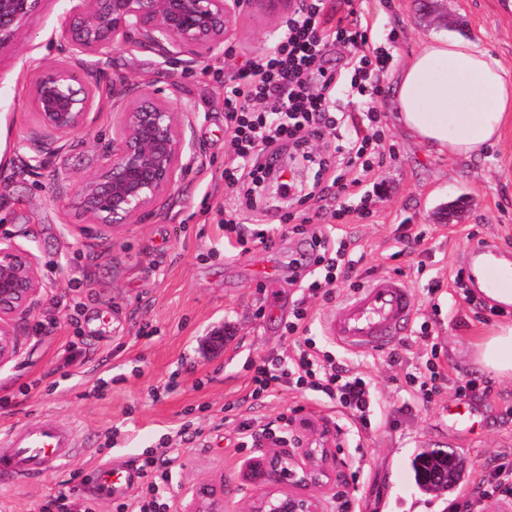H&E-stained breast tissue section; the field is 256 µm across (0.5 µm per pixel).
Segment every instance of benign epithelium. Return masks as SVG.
Instances as JSON below:
<instances>
[{"instance_id":"7a95c632","label":"benign epithelium","mask_w":512,"mask_h":512,"mask_svg":"<svg viewBox=\"0 0 512 512\" xmlns=\"http://www.w3.org/2000/svg\"><path fill=\"white\" fill-rule=\"evenodd\" d=\"M43 0H0V52L15 45L18 33ZM245 0H69L59 50L67 62L38 72L29 105L40 125L66 141L95 122L97 91L105 75L104 50L123 41L169 62L184 54L200 59L220 49ZM120 104L112 141L101 161L84 177L64 206L78 208L95 235L110 240L130 224L157 215L176 193L199 149L186 139L192 113L164 90L140 92L112 86ZM41 278L34 257L9 236L0 235V367L19 358L24 330L39 305ZM253 447L262 455L248 461L246 480L260 486L248 512H327L343 463L331 448L330 432L306 441L299 431L258 432ZM188 512H224V485L206 484Z\"/></svg>"}]
</instances>
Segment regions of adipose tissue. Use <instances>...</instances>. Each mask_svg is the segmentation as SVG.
<instances>
[{
	"mask_svg": "<svg viewBox=\"0 0 512 512\" xmlns=\"http://www.w3.org/2000/svg\"><path fill=\"white\" fill-rule=\"evenodd\" d=\"M392 107L401 127L453 158L481 155L512 126V68L472 39L437 34L395 75ZM476 365L512 381V323L473 349Z\"/></svg>",
	"mask_w": 512,
	"mask_h": 512,
	"instance_id": "1",
	"label": "adipose tissue"
}]
</instances>
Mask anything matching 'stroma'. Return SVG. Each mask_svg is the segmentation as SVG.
<instances>
[{
  "mask_svg": "<svg viewBox=\"0 0 512 512\" xmlns=\"http://www.w3.org/2000/svg\"><path fill=\"white\" fill-rule=\"evenodd\" d=\"M502 0H449L450 31L476 37L512 67V12ZM68 0H43L18 35L0 53V160L26 159V166L0 170V231L11 234L37 260L41 306L32 317L25 349L0 367V432L38 418L70 428L78 442L73 466L40 480L0 475V512H40L44 501L62 498L66 512H115L111 500L83 483L82 473L103 461L139 470L126 502L148 500L151 474L140 466L149 456L173 459L172 480L160 499L169 512H186L204 483L223 482L229 512H243L255 488L242 478L256 449L240 447L239 416L283 427L306 420L309 434L337 431V455L346 464L364 458L355 484L361 512H443L448 497L421 494L409 459L418 448L453 449L466 473L461 490L472 489L494 459H512V383L490 381L471 361L474 343L497 321L512 319L483 310L485 296L471 283L455 284L470 251L487 243L512 263V129L479 159H450L403 132L389 111L381 113L382 151L395 160L366 178L371 213L341 225L361 261V282L401 269L415 300L414 317L396 347L401 364L384 351H355L323 332L335 301L307 294L308 272L301 235L282 230L287 198L269 185L253 206L242 190L224 183L231 163L224 126V81L253 57L272 50L287 15L255 0L221 49L188 64H163L150 51L118 43L107 48L108 79L98 94L96 122L54 154L28 104L30 83L42 68L62 63L55 43ZM356 9L372 27L370 47L392 59L381 84L392 90L393 73L420 47L434 25L415 0H328L329 13ZM125 81L146 91L175 87V100L194 115L187 139L202 148L162 214L122 230L110 250L84 234L87 220L63 208L62 181L77 184L97 165L101 146L116 128L111 83ZM473 204L467 218L448 227L440 208L457 196ZM244 212L250 228L276 227L272 246L247 243L234 256L224 247L225 214ZM441 291H433L434 282ZM315 313L309 334L337 361L363 372L375 384L383 409L398 411L397 426L355 436L345 420L309 392L281 387L253 401L251 362L291 354L286 327L298 307ZM428 324L439 348L437 363L449 381L465 377L489 385L472 397L463 423L449 407L458 399L447 389L425 406L402 391L407 369L423 366L427 352L416 336ZM75 357H68L67 348Z\"/></svg>",
  "mask_w": 512,
  "mask_h": 512,
  "instance_id": "35a3bbf8",
  "label": "stroma"
}]
</instances>
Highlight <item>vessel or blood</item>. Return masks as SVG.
<instances>
[{
  "label": "vessel or blood",
  "instance_id": "vessel-or-blood-1",
  "mask_svg": "<svg viewBox=\"0 0 512 512\" xmlns=\"http://www.w3.org/2000/svg\"><path fill=\"white\" fill-rule=\"evenodd\" d=\"M413 297L405 282L383 275L353 292L329 320L327 331L352 348L388 346L413 313ZM75 446L72 432L52 421L38 420L0 433V473L39 479L67 464ZM136 478L134 471L106 464L90 475L101 495L122 496Z\"/></svg>",
  "mask_w": 512,
  "mask_h": 512
}]
</instances>
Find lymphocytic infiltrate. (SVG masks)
I'll return each mask as SVG.
<instances>
[{
	"mask_svg": "<svg viewBox=\"0 0 512 512\" xmlns=\"http://www.w3.org/2000/svg\"><path fill=\"white\" fill-rule=\"evenodd\" d=\"M368 42V28L361 20L341 17L329 23L324 0H306L305 8L290 16L280 30L274 51L255 57L224 83V121L236 155L224 170L225 182L258 188L271 179L283 194L295 195L298 205H306L309 194L300 193L296 181L285 179L276 168L277 156L288 146L311 163L316 177L331 178L338 198L332 219L349 216L344 198L356 194L368 173L385 160L376 149L380 137L377 107L357 115L335 112L338 88L360 98L384 94L380 75L390 56L383 52L369 58ZM338 45L352 46L355 51L347 79L324 66L326 52ZM331 134L336 137L331 149L321 154L309 151L310 138ZM308 245L316 257L315 274L306 289L309 295L332 299L338 270L354 268L356 261L346 243L337 242L333 234H311ZM312 321L308 309H298L288 327L293 355L266 358L255 365L252 398L260 399L287 385L317 393L320 400L346 415L356 432L394 424L393 413L382 410L376 388L367 377L336 363L331 352L317 349L308 335ZM445 379L429 361L424 370L406 373L401 388L426 405L442 392ZM511 496L512 463L501 462L481 476L476 490L451 500L448 512H485L488 500L504 501Z\"/></svg>",
	"mask_w": 512,
	"mask_h": 512,
	"instance_id": "lymphocytic-infiltrate-1",
	"label": "lymphocytic infiltrate"
}]
</instances>
